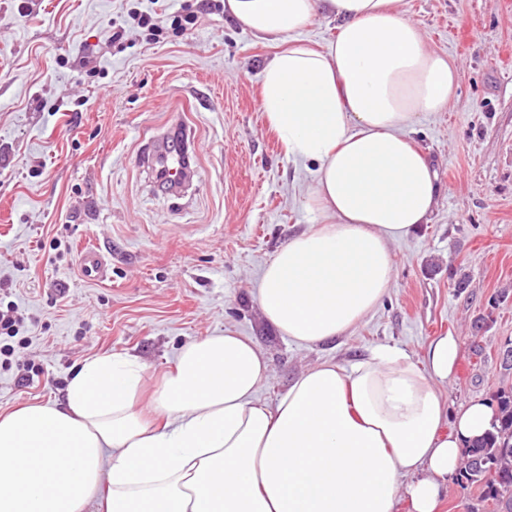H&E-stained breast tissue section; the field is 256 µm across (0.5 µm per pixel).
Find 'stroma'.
Listing matches in <instances>:
<instances>
[{"label": "stroma", "instance_id": "obj_1", "mask_svg": "<svg viewBox=\"0 0 512 512\" xmlns=\"http://www.w3.org/2000/svg\"><path fill=\"white\" fill-rule=\"evenodd\" d=\"M223 3L0 0V301L24 317L0 339V414L61 401L100 355L136 357L155 381L183 344L227 329L267 356L270 402L314 364L380 344L416 359L448 333L460 353L437 390L450 410L512 385L498 358L512 342V0H403L458 70L448 109L408 132L441 192L430 223L391 242L381 306L312 346L268 326L256 293L276 250L314 221L302 206L314 168L288 158L260 110L273 42ZM140 12L167 24L163 40L137 26ZM176 124L192 142L185 193L142 163ZM87 246L105 257L97 282L80 274Z\"/></svg>", "mask_w": 512, "mask_h": 512}]
</instances>
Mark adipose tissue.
<instances>
[{"label":"adipose tissue","instance_id":"1","mask_svg":"<svg viewBox=\"0 0 512 512\" xmlns=\"http://www.w3.org/2000/svg\"><path fill=\"white\" fill-rule=\"evenodd\" d=\"M402 0H224L230 18L276 50L260 109L288 157L316 167L303 201L315 224L264 268L268 324L315 345L358 326L394 278L389 247L428 223L436 173L406 134L452 102L457 69L427 45ZM320 16L336 37L297 36ZM455 336L423 358L378 345L350 365L328 360L260 399L264 352L227 330L180 347L156 385L153 420L133 358L102 355L70 379L63 403L0 415V512H437L466 447L495 405L456 413L435 385L454 374Z\"/></svg>","mask_w":512,"mask_h":512}]
</instances>
